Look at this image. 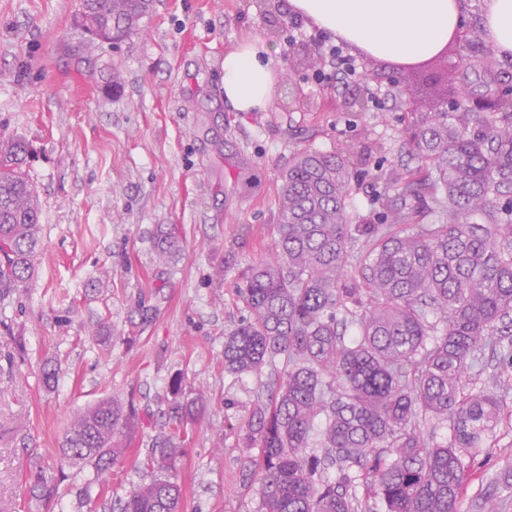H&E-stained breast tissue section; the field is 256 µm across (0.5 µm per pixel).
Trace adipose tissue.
Segmentation results:
<instances>
[{
    "instance_id": "adipose-tissue-1",
    "label": "adipose tissue",
    "mask_w": 512,
    "mask_h": 512,
    "mask_svg": "<svg viewBox=\"0 0 512 512\" xmlns=\"http://www.w3.org/2000/svg\"><path fill=\"white\" fill-rule=\"evenodd\" d=\"M294 15L378 60L414 64L440 53L463 24L461 0H289ZM496 54L512 56V0H484ZM267 40L249 36L224 56V99L238 112L263 110L275 84Z\"/></svg>"
}]
</instances>
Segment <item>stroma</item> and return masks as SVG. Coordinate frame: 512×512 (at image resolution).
I'll use <instances>...</instances> for the list:
<instances>
[{"instance_id":"obj_1","label":"stroma","mask_w":512,"mask_h":512,"mask_svg":"<svg viewBox=\"0 0 512 512\" xmlns=\"http://www.w3.org/2000/svg\"><path fill=\"white\" fill-rule=\"evenodd\" d=\"M79 10L80 0H0V138L29 146L24 170L43 226L33 279L0 302V512H44L29 491L38 466L63 476L54 512H87L78 492L96 495L94 470H58L59 442L74 414L113 396L134 406L140 426L138 456L113 468L112 485L122 495L148 481L139 460L168 424L177 377L206 397L187 425L182 512H258L256 486L240 479L258 451L230 426L270 374H226L224 335L248 315L243 272L275 250L282 175L304 147L350 150L362 169L398 168L408 160L401 116L435 111V101L420 95L411 66L359 52L358 79L316 82L334 39L296 26L288 0H154L139 30L112 45L83 33ZM482 12L483 0H465L462 38L432 60L478 94L512 86V58L500 59L491 85L455 65L465 42L485 43ZM249 35L288 54L276 59L266 108L237 112L224 100V55ZM160 224L177 225L183 245L166 266L153 244ZM141 304L155 311L142 327ZM49 360L60 367L51 389ZM510 474L512 419L477 456L459 512H512Z\"/></svg>"}]
</instances>
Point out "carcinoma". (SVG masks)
I'll return each mask as SVG.
<instances>
[{"mask_svg":"<svg viewBox=\"0 0 512 512\" xmlns=\"http://www.w3.org/2000/svg\"><path fill=\"white\" fill-rule=\"evenodd\" d=\"M153 0H81L89 34L123 41ZM399 134L418 165L366 170L380 205L373 224L351 211L358 171L343 152L303 148L283 174L275 256L237 288L249 317L224 334V371L259 374L282 363L237 432L261 512H459L472 461L508 412L509 386L464 391L487 349L512 336V89L467 112H406ZM27 146L0 142V299L24 292L41 249L37 189L22 168ZM439 214L421 223L422 203ZM164 260L181 251L170 224L154 233ZM170 431L143 465L151 479L114 499L118 512H177L181 427L205 397L172 380ZM449 422L451 441L420 430ZM138 417L116 397L68 423L59 467L96 474L129 453ZM325 449L318 457L310 449ZM47 505L59 483L36 468Z\"/></svg>","mask_w":512,"mask_h":512,"instance_id":"obj_1","label":"carcinoma"}]
</instances>
